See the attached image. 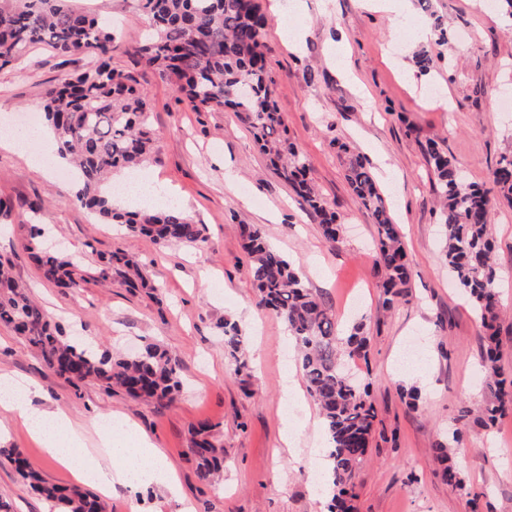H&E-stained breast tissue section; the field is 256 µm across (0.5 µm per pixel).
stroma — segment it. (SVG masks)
I'll list each match as a JSON object with an SVG mask.
<instances>
[{
  "label": "stroma",
  "mask_w": 512,
  "mask_h": 512,
  "mask_svg": "<svg viewBox=\"0 0 512 512\" xmlns=\"http://www.w3.org/2000/svg\"><path fill=\"white\" fill-rule=\"evenodd\" d=\"M282 22L302 32L291 50L275 26L266 28V64L288 133L308 165V177L336 212L339 241L323 239L319 220L304 210L294 188L232 110L196 112L176 101L170 84L145 68L134 49L150 28L140 0H71L74 8L109 20L124 51L115 66L147 89L158 133L157 176L194 220L205 224L204 249L164 247L105 224L71 203L73 179L32 162L27 152L0 147V196L11 216L0 222V257L15 280L66 334L93 336L115 355L154 342L179 365L183 389L168 406L137 402L98 386L72 387L58 378L23 339L0 325V374L37 382L36 407H61L87 425L85 459L97 464L96 416L110 414L145 434L178 476L179 492L156 485L115 486L108 512H321L313 497L319 478V411L308 393L286 399L298 351L284 321L259 307L239 227L260 226L271 245L299 270L308 288L344 325L362 323L367 355L356 370L370 386L378 417L370 450L357 468L356 512H512V414L488 428L471 426L458 459L466 490L443 479L435 459L447 443L460 407L485 397L480 321L448 275L436 213L435 177L422 151L443 143L468 181L490 186L500 154L512 147V109L498 99L512 93V20L485 0H433L427 17L416 0L401 15L373 10L367 0H281ZM449 42L431 45L434 65L418 74L412 57L432 18ZM344 46L348 70L336 71ZM80 56L31 47L19 63L0 69V118L24 123L42 112L43 93L81 71ZM364 157L404 236L412 270L409 302L382 306L372 264L377 226L346 180L348 159L337 142ZM48 228L69 253L84 259L86 283L73 292L46 281L26 257L32 225ZM498 245L500 359L512 370V207L491 216ZM124 251L156 290L131 292L99 276L103 256ZM358 292L360 307L349 304ZM236 321L245 336L241 362L224 347L220 328ZM415 388L416 401L400 395ZM216 424L224 440V480L201 484L190 452V431ZM296 433L293 450L280 441ZM19 449L45 478L62 486L76 479L48 462L38 439L15 415L0 411V447ZM0 501L10 512H51V504L0 462Z\"/></svg>",
  "instance_id": "obj_1"
}]
</instances>
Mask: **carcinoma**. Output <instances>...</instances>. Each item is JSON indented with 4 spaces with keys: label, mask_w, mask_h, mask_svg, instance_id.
<instances>
[{
    "label": "carcinoma",
    "mask_w": 512,
    "mask_h": 512,
    "mask_svg": "<svg viewBox=\"0 0 512 512\" xmlns=\"http://www.w3.org/2000/svg\"><path fill=\"white\" fill-rule=\"evenodd\" d=\"M143 10L152 34L135 54L144 65L170 83L194 110L237 112L279 176L293 185L306 209L319 218L323 238L338 240L336 213L308 181L306 160L288 138L276 107L275 80L265 65L266 17L259 0H143ZM39 43L61 56L82 54L91 59L86 69L45 93L44 114L59 143V155L70 159L79 174L73 201L158 244L203 248L204 226L179 205L124 211L101 193L112 172L145 166L156 146L148 122L152 100L134 75L112 65L114 55L121 52L112 33L97 18L68 6L67 0H0V68L18 62ZM423 152L436 178L448 271L483 328L480 341L489 397L481 408V422L488 427L512 411V373L499 364L500 297L490 236L494 207L501 202L512 205V152L500 156L490 188L466 181L437 142H427ZM347 179L377 224L373 266L380 274L382 305L391 308L406 302L411 270L399 225L360 156L350 157ZM240 235L258 305L281 317L297 344L303 381L329 437L327 512H353L352 478L370 447L377 410L369 386L352 379L346 365L365 353L368 337L359 324L344 336L337 334L336 317L268 244L260 228L242 224ZM23 249L46 279L61 288L81 290L85 278L77 258L45 247L38 226L31 228ZM114 274L130 288L149 287L141 266L120 252L111 254L100 270L104 280ZM0 324L39 351L56 376L76 388L95 382L107 392L118 388L161 406L171 404L180 392L178 366L165 350L148 342L132 356H114L67 336L1 261ZM242 346L239 326L224 321L229 355L239 359ZM453 442L452 447L436 448L437 458L448 484L463 490L464 481L452 463V456L463 450L461 433ZM191 452L199 480L214 483L224 470V441L214 425L204 421L194 428ZM0 459L52 502L55 512H106L105 504L82 488L46 481L18 449L0 448Z\"/></svg>",
    "instance_id": "cac0c4a2"
}]
</instances>
